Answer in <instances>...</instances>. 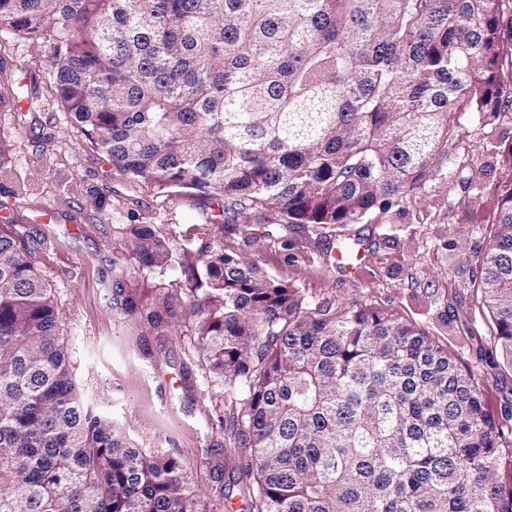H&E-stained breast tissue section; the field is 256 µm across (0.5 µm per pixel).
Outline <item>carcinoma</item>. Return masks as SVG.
I'll list each match as a JSON object with an SVG mask.
<instances>
[{"mask_svg": "<svg viewBox=\"0 0 512 512\" xmlns=\"http://www.w3.org/2000/svg\"><path fill=\"white\" fill-rule=\"evenodd\" d=\"M512 0H0V32L56 44L55 92L87 145L225 224H366L421 190L454 116L512 112ZM476 255L512 369V144ZM112 309L194 317L246 512H512V405L398 316L304 294L212 236L174 257L120 224ZM175 264L195 288L165 283ZM153 275L155 302L129 291ZM0 512H204L180 462L80 401L52 288L0 232Z\"/></svg>", "mask_w": 512, "mask_h": 512, "instance_id": "obj_1", "label": "carcinoma"}]
</instances>
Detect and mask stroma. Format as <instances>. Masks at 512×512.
Instances as JSON below:
<instances>
[{"mask_svg":"<svg viewBox=\"0 0 512 512\" xmlns=\"http://www.w3.org/2000/svg\"><path fill=\"white\" fill-rule=\"evenodd\" d=\"M52 45L0 42V231L10 232L50 283L80 399L109 415L140 448L178 458L207 512L242 506L238 461L227 456L220 420L231 408L227 386L210 382L194 322L178 334L128 320L112 309L113 227L138 219L158 225L178 249L221 214L220 201L170 197L119 172L90 151L71 124L49 75ZM448 157L435 164L414 199L375 223L290 232L277 225L225 227V250L300 288L310 305L366 303L412 322L475 373L487 408L512 402V370L479 357L491 324L472 288L473 254L486 247L501 159L487 138L512 145V112L491 125L461 112ZM104 198L95 208V198Z\"/></svg>","mask_w":512,"mask_h":512,"instance_id":"obj_1","label":"stroma"}]
</instances>
